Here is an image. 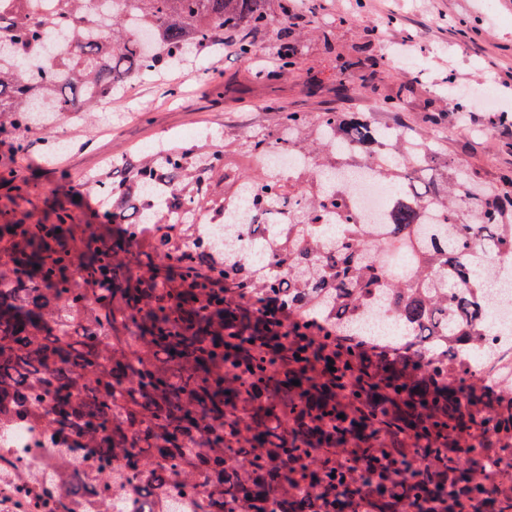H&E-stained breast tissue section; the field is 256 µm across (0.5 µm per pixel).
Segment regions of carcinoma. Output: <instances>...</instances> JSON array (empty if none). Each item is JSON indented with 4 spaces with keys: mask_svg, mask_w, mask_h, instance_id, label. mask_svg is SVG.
I'll use <instances>...</instances> for the list:
<instances>
[{
    "mask_svg": "<svg viewBox=\"0 0 512 512\" xmlns=\"http://www.w3.org/2000/svg\"><path fill=\"white\" fill-rule=\"evenodd\" d=\"M0 0V120L14 151L53 115L92 112L134 80L199 56L237 36L257 54L254 34L278 28L281 69L298 61L288 41L296 22L268 0ZM340 57L337 91H378L381 60ZM306 126L281 116L280 138L246 141L259 162L273 144L323 160L324 190L298 181L234 173L226 150L162 143L136 158L112 157L97 178L99 222L77 221L56 192L45 214L18 212L31 194L12 163L0 184V423L23 419L44 433L42 449L67 464L69 483L48 472L54 501L33 499L0 470V488L25 512L68 509L106 495L114 512H135L147 493L168 491L172 512H512V497L482 479L492 469L512 485V390L482 385L512 361V347L486 355L480 291L488 270L474 250L512 253V183L489 185L465 157L448 156L406 125L403 150L381 159L396 187L383 223H358L348 192L354 174L330 168L336 137L376 158L381 125L363 112H323L314 147L297 146ZM261 217L288 210V249L269 253L256 277L226 246L188 230L224 214L210 205L217 181ZM152 233V248L137 241ZM410 258L393 275L387 257ZM382 305L393 326L370 327ZM291 318L288 331L283 316ZM232 363L240 375L224 373ZM299 381L295 386L292 381ZM485 436V455L468 438ZM418 450L416 463L407 448ZM350 448L356 471L336 467ZM242 455L246 477L225 464ZM124 469L110 471L113 458ZM311 487L284 494L288 484Z\"/></svg>",
    "mask_w": 512,
    "mask_h": 512,
    "instance_id": "1",
    "label": "carcinoma"
}]
</instances>
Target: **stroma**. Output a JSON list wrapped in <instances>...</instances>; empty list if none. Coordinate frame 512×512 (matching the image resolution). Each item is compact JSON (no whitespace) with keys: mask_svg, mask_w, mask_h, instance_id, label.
Masks as SVG:
<instances>
[{"mask_svg":"<svg viewBox=\"0 0 512 512\" xmlns=\"http://www.w3.org/2000/svg\"><path fill=\"white\" fill-rule=\"evenodd\" d=\"M297 9L304 14L317 11L320 23L303 21L294 28L291 40L299 68L282 74L273 86L251 82L256 66L279 67V41L272 28L257 40L260 62L206 55L195 64L144 77L114 100L111 111L60 116L54 128L64 131L68 142L61 155H52L47 135L33 132L27 152L16 162L36 187L28 210L41 213L45 192L54 190L60 200L77 202L80 218L92 217L98 212L97 199L83 186L84 176L112 155L154 142L189 141L205 134L215 144H229L231 167L254 170L238 136L276 134L286 111L311 119L326 111L367 112L381 124L402 122L423 136L440 135L448 153L467 156L487 182L495 185L502 177H512V149L486 134L488 110L470 109L465 133L448 126L452 84L490 85L504 111L512 114V0H299ZM390 15L398 24L390 29L388 41L375 46L385 58L377 74L378 93L351 89L337 95L339 55L353 54L377 18ZM405 37L412 38L418 57L392 64L389 49ZM205 69L218 70L223 82L247 87V94L212 91L201 78ZM404 84L412 91L403 110L385 111L384 97L395 95Z\"/></svg>","mask_w":512,"mask_h":512,"instance_id":"35a3bbf8","label":"stroma"}]
</instances>
